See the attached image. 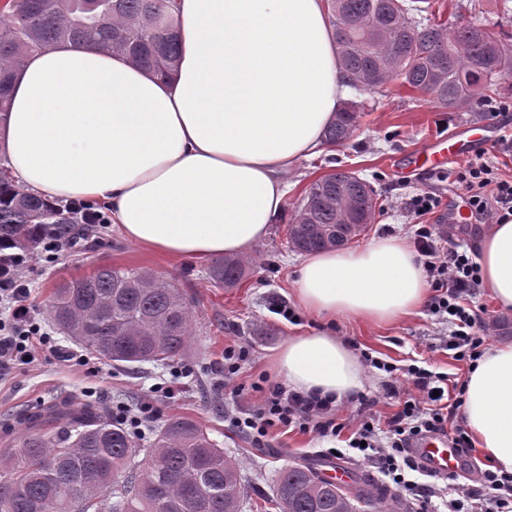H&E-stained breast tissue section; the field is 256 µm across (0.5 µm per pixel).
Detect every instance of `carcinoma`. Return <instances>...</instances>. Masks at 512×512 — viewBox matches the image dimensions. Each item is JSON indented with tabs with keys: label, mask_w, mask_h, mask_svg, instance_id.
Returning <instances> with one entry per match:
<instances>
[{
	"label": "carcinoma",
	"mask_w": 512,
	"mask_h": 512,
	"mask_svg": "<svg viewBox=\"0 0 512 512\" xmlns=\"http://www.w3.org/2000/svg\"><path fill=\"white\" fill-rule=\"evenodd\" d=\"M332 37L360 92L377 93L392 79L449 112L490 107L512 96V32L474 23L454 28L437 18L423 28L405 0H330ZM172 0H5L0 6V124L9 112L17 68L48 45L85 43L121 53L152 74L180 60ZM365 111L349 104L324 131L329 146L348 141ZM376 197L351 172L312 182L291 212L293 248L315 252L347 243L371 223ZM45 235L73 244L86 236L71 209L19 188L0 163V243L38 246ZM248 261L226 257L209 278L232 288ZM46 311L91 354L133 367L170 361L192 345L191 311L183 292L148 270L100 265L59 282ZM16 448H0V512H241L243 487L235 463L189 417L169 419L142 462L127 430L92 403L60 398L27 414ZM282 512H353L364 503L388 512L371 485L343 489L311 466L279 472L273 488Z\"/></svg>",
	"instance_id": "cac0c4a2"
}]
</instances>
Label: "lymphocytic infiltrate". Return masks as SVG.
<instances>
[{"label":"lymphocytic infiltrate","instance_id":"1","mask_svg":"<svg viewBox=\"0 0 512 512\" xmlns=\"http://www.w3.org/2000/svg\"><path fill=\"white\" fill-rule=\"evenodd\" d=\"M457 181L468 194L471 223L512 220V180L499 178L484 153L466 161L457 173ZM437 206V199L427 192L404 203L408 216L419 221L413 231V247L431 288L430 311L447 328L441 342L445 349L454 351L457 360L473 363L482 356L489 330L487 321L471 304L480 286V269L471 255L443 239L434 225L423 223V216ZM25 261V255L0 250V300L10 304L8 317L0 318V370L35 360L32 338L40 329L31 322L30 290L22 276ZM249 359V348L238 344L225 347L222 384L239 400L231 423L253 447H267L269 431L274 427L292 428L321 439L343 436L353 460L375 470L414 512H430L437 498L443 500L447 512H512V474L487 469L481 471L478 484L449 483L441 487L424 482V468L408 453L415 439L443 431L449 432L452 446L461 455L472 450L466 431L449 425L464 405L465 387L449 385L447 374L369 359V366L385 371L387 378L379 393L358 395L362 414L351 430L340 414V402L332 394L298 391L262 376L251 385L255 400L243 399V389L236 385L235 378ZM174 392V385L153 384L138 408L116 404L112 417L132 438L144 439L156 416V400L173 397ZM384 399L398 405L397 411L385 419L375 411Z\"/></svg>","mask_w":512,"mask_h":512}]
</instances>
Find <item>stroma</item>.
<instances>
[{
    "label": "stroma",
    "instance_id": "obj_1",
    "mask_svg": "<svg viewBox=\"0 0 512 512\" xmlns=\"http://www.w3.org/2000/svg\"><path fill=\"white\" fill-rule=\"evenodd\" d=\"M512 0H434L437 18L452 24L472 22L498 30L504 8ZM365 103L357 130L340 146L324 147L321 154L302 158L285 176L288 186L285 209L293 211L309 185L336 170L354 173L376 192L377 208L367 230L350 244L365 246L371 239H410V223L399 209L404 198L422 191L434 193L439 206L424 216L427 224L448 227L449 206L466 204L464 190L456 180L463 160L449 163L445 173L434 175L415 170L410 157L430 147L437 138L480 123L489 127L485 152L493 155L501 174L512 179V155L499 154L500 136L512 133V111L444 112L419 93L392 80L384 93H354ZM286 216L272 225L268 236L249 252V272L236 288H219L208 279L209 261L174 258L124 239L118 225L97 224L85 241L65 245L53 259L26 264L23 277L30 288L31 317L51 340L39 347L36 360L0 373V444H17L18 418L28 410L58 397L92 401L111 411L113 400L139 404L154 383L168 380L173 370L184 374L177 396L157 407L156 426L175 416H188L204 424L211 438L237 464L244 497L242 512H280L272 503V485L277 473L291 465H306L319 458L318 441L312 435L276 434L270 447L258 450L231 429L224 411L231 398L216 385L224 362V348L232 343L249 346L251 362L237 382L250 386L258 375L278 378L273 358L288 337L332 327L355 353H369L397 365L417 364L447 373L450 380H465L466 363L455 360L438 340L440 326L427 308L386 323L365 322L351 317L323 319L301 311L300 323L292 324L268 310L271 299L294 302V281L303 259L289 248ZM101 264L144 268L162 274L182 288L192 314L193 345L185 356L163 363H145L130 369L112 364L81 349L48 317L46 303L54 284L61 279L89 275Z\"/></svg>",
    "mask_w": 512,
    "mask_h": 512
}]
</instances>
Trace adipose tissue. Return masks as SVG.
Segmentation results:
<instances>
[{"instance_id":"adipose-tissue-1","label":"adipose tissue","mask_w":512,"mask_h":512,"mask_svg":"<svg viewBox=\"0 0 512 512\" xmlns=\"http://www.w3.org/2000/svg\"><path fill=\"white\" fill-rule=\"evenodd\" d=\"M326 0H176L181 61L167 76L92 45L31 53L0 146L18 184L45 200L95 198L130 242L176 258L244 255L284 210V174L319 154L348 95ZM482 285L512 308V221L477 244ZM295 295L308 312L384 322L428 299L404 239L306 256ZM288 386L348 398L359 358L333 331L288 338ZM464 417L495 469L512 474V342L467 376Z\"/></svg>"}]
</instances>
